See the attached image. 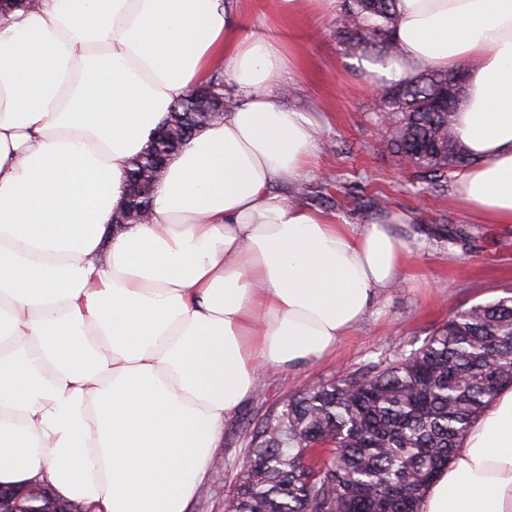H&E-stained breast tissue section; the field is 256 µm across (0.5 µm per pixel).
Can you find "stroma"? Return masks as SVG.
<instances>
[{
    "instance_id": "35a3bbf8",
    "label": "stroma",
    "mask_w": 512,
    "mask_h": 512,
    "mask_svg": "<svg viewBox=\"0 0 512 512\" xmlns=\"http://www.w3.org/2000/svg\"><path fill=\"white\" fill-rule=\"evenodd\" d=\"M240 8L245 32L287 34L290 72L283 80L288 89L276 99L319 129L309 178L300 186L281 184L280 192L292 200L299 187H307L305 205L348 224L375 218L378 200L405 215L398 232L408 249V283L385 290L330 356L300 369L261 370L259 393L224 427L218 456L225 467L211 470L205 483L209 494L195 496L190 512H224L244 448V427L281 398L409 353L458 310L512 294V224L482 223L456 198L455 182L434 190L390 150L379 119L378 77L366 69L377 51H352L338 34L344 0H305L294 13L275 8L271 0H241ZM443 224L466 225L474 243L448 245L436 233Z\"/></svg>"
}]
</instances>
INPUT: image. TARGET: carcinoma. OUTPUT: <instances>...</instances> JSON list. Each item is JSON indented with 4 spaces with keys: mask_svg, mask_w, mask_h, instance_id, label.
<instances>
[{
    "mask_svg": "<svg viewBox=\"0 0 512 512\" xmlns=\"http://www.w3.org/2000/svg\"><path fill=\"white\" fill-rule=\"evenodd\" d=\"M395 0H345L338 33L353 49L399 55ZM469 63L422 69L381 88L394 117L393 153L409 158L430 184L477 164L454 130V113L434 108L436 93ZM172 106L162 127L169 153L188 138ZM439 238L466 244L464 225ZM512 386V296L461 309L405 355L323 382L279 401L246 437L235 489L224 512H419L428 485L448 466L498 392Z\"/></svg>",
    "mask_w": 512,
    "mask_h": 512,
    "instance_id": "cac0c4a2",
    "label": "carcinoma"
}]
</instances>
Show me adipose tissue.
<instances>
[{"mask_svg": "<svg viewBox=\"0 0 512 512\" xmlns=\"http://www.w3.org/2000/svg\"><path fill=\"white\" fill-rule=\"evenodd\" d=\"M387 68L476 60L457 183L512 224V0H396ZM230 0H40L0 17V485L45 480L98 512H188L260 367L331 354L407 251L384 212L288 201L318 130L272 93L285 59ZM223 73L246 100L172 157L146 224L117 225L129 161L171 103ZM420 512H512V387Z\"/></svg>", "mask_w": 512, "mask_h": 512, "instance_id": "1", "label": "adipose tissue"}]
</instances>
